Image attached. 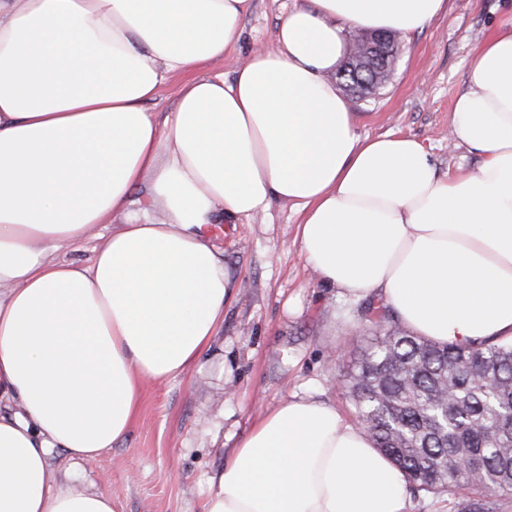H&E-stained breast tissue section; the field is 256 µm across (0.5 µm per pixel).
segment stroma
I'll use <instances>...</instances> for the list:
<instances>
[{
    "instance_id": "obj_1",
    "label": "stroma",
    "mask_w": 512,
    "mask_h": 512,
    "mask_svg": "<svg viewBox=\"0 0 512 512\" xmlns=\"http://www.w3.org/2000/svg\"><path fill=\"white\" fill-rule=\"evenodd\" d=\"M305 0H252L241 38L208 73L232 80L255 48H271L279 19ZM512 0H448V8L401 42L389 82L349 104L360 136L388 132L422 140L438 173L480 159L452 143V112L470 56L505 18ZM300 215L273 203L213 235L238 293L198 365L166 382H144L127 436L80 468L83 487L112 495L120 512H202L210 478L237 441L286 397L335 404L350 422L356 409L343 385L356 352L350 337L371 338L367 300H349L318 283L297 238Z\"/></svg>"
}]
</instances>
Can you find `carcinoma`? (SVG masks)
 <instances>
[{
  "instance_id": "carcinoma-1",
  "label": "carcinoma",
  "mask_w": 512,
  "mask_h": 512,
  "mask_svg": "<svg viewBox=\"0 0 512 512\" xmlns=\"http://www.w3.org/2000/svg\"><path fill=\"white\" fill-rule=\"evenodd\" d=\"M391 63L357 93L384 85ZM376 330L347 372L358 418L419 490L512 492V346L440 344L365 309Z\"/></svg>"
}]
</instances>
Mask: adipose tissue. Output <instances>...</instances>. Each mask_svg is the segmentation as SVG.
I'll list each match as a JSON object with an SVG mask.
<instances>
[{
    "label": "adipose tissue",
    "mask_w": 512,
    "mask_h": 512,
    "mask_svg": "<svg viewBox=\"0 0 512 512\" xmlns=\"http://www.w3.org/2000/svg\"><path fill=\"white\" fill-rule=\"evenodd\" d=\"M447 0H308L233 81L205 73L251 0H0V512H118L53 468L129 432L141 384L192 370L236 294L212 242L288 202L323 285L407 330L512 341V17L452 112L476 169L416 137L360 136L332 75L347 29L405 37ZM164 117L146 108L171 79ZM88 264L61 251L101 224ZM404 473L335 404L291 396L211 479L203 512H409Z\"/></svg>",
    "instance_id": "ef3b65f1"
}]
</instances>
